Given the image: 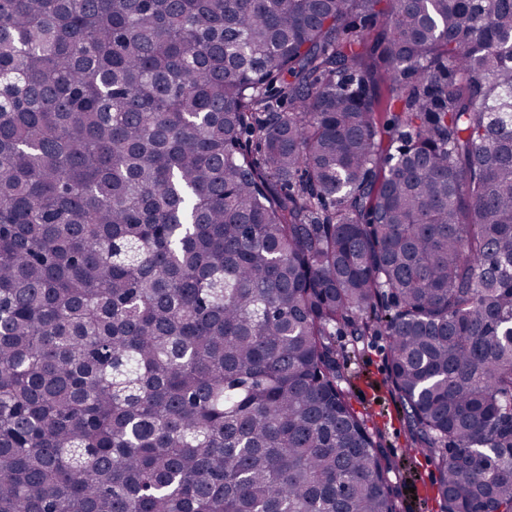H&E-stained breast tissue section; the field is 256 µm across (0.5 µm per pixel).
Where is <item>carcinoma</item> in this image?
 Listing matches in <instances>:
<instances>
[{
	"instance_id": "cac0c4a2",
	"label": "carcinoma",
	"mask_w": 512,
	"mask_h": 512,
	"mask_svg": "<svg viewBox=\"0 0 512 512\" xmlns=\"http://www.w3.org/2000/svg\"><path fill=\"white\" fill-rule=\"evenodd\" d=\"M381 2L0 0V512H399L371 336L512 512V0Z\"/></svg>"
}]
</instances>
